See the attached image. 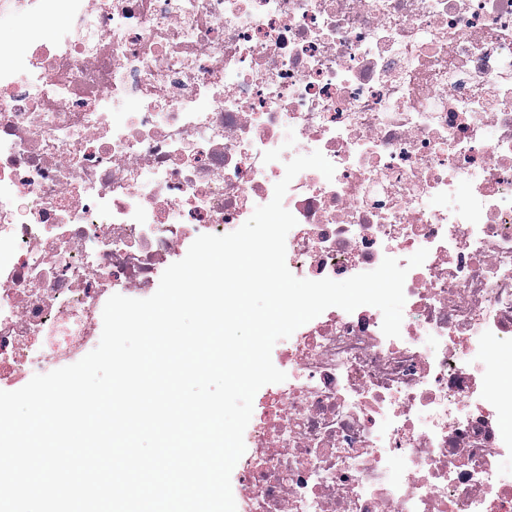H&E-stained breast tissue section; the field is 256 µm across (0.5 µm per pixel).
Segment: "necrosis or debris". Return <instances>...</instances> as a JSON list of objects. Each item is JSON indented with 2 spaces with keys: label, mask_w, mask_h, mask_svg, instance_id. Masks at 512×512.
Listing matches in <instances>:
<instances>
[{
  "label": "necrosis or debris",
  "mask_w": 512,
  "mask_h": 512,
  "mask_svg": "<svg viewBox=\"0 0 512 512\" xmlns=\"http://www.w3.org/2000/svg\"><path fill=\"white\" fill-rule=\"evenodd\" d=\"M0 368L92 344L183 243L238 229L295 155L286 264L409 271L401 335L331 307L281 354L240 512H512V0H0ZM69 18L74 35L40 31ZM28 26L29 22L24 8L16 9L8 21L0 22V41L11 48L8 60L0 64V67L9 65L13 60L27 53L26 35Z\"/></svg>",
  "instance_id": "obj_1"
}]
</instances>
